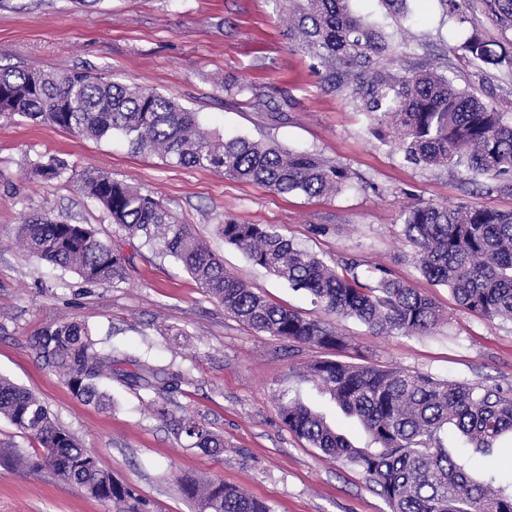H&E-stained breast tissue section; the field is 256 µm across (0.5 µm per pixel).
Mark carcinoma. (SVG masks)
Segmentation results:
<instances>
[{
	"label": "carcinoma",
	"instance_id": "1",
	"mask_svg": "<svg viewBox=\"0 0 512 512\" xmlns=\"http://www.w3.org/2000/svg\"><path fill=\"white\" fill-rule=\"evenodd\" d=\"M500 23L512 28V0H487ZM288 39L318 61L322 81L342 87L356 73L351 103L366 113L370 132L396 145L406 158L427 167H465L512 195V121L448 77L412 65L386 71L389 51L373 25L351 13L349 0H288ZM473 62L501 64L477 36L464 43ZM0 116L57 126L93 140L121 134L132 150L157 155L175 166L215 170L259 183L279 195L336 193L349 182L341 166L309 152L287 151L271 141L225 137L203 129L197 113L157 92L130 87L88 72L0 70ZM31 173L43 181L64 174L98 203L111 223L177 259L197 286L224 310L257 332L289 343L336 353L347 338L329 321L307 319L271 302L224 270V264L189 224L180 223L151 194L85 170L61 158L35 160ZM420 273L445 286L454 300L484 319L512 322V212L460 203L416 204L401 215ZM224 242L296 290L312 296L326 315L354 318L376 333L426 335L446 322L443 310L410 284L358 259L325 264L270 224L226 219L217 225ZM17 243L33 256L75 273L88 285L114 284L129 276L133 257L89 226L48 214L16 227ZM35 359L58 373L73 395L103 410L112 402L102 380L117 378L157 397L191 386L188 371L165 372L136 357L117 358L100 347L88 327L58 321L30 341ZM304 377L319 384L348 415L356 417L377 448H357L323 418L295 399L279 397L282 423L324 455L371 476L391 512H512V491L492 475L480 481L448 453L445 435L454 428L473 452L490 457L499 440L512 436V384L461 383L338 358L308 363ZM0 416L42 449L34 466L53 471L114 512H145L143 502L66 430L29 391L0 377ZM177 430L190 447L224 449V436L193 416ZM198 512H270L221 479H179Z\"/></svg>",
	"mask_w": 512,
	"mask_h": 512
}]
</instances>
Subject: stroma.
Masks as SVG:
<instances>
[{
    "label": "stroma",
    "instance_id": "obj_1",
    "mask_svg": "<svg viewBox=\"0 0 512 512\" xmlns=\"http://www.w3.org/2000/svg\"><path fill=\"white\" fill-rule=\"evenodd\" d=\"M353 14L379 26L401 60L424 65L458 88L512 113V65L470 62L471 37L512 53V29L484 0H407L402 16L384 0H350ZM283 0H0V68L80 70L155 90L226 135L272 140L347 168L352 179L331 197L281 196L223 173L172 166L133 153L120 135L97 142L58 127L0 117V374L35 394L60 428L130 485L147 512H195L180 475L218 478L265 500L273 512H390L362 471L324 457L281 421L280 394L310 407L357 447L371 442L303 366L323 349L256 332L198 288L180 262L134 238L122 240L104 210L72 182H43L32 160L62 157L159 197L206 240L224 268L271 301L303 317L323 311L310 296L256 266L224 243L216 227L233 218L274 224L328 265L357 257L429 295L448 319L430 335H380L353 318L335 325L352 344L347 361L398 367L440 380L512 382V323L488 321L459 307L447 287L428 281L412 260L400 215L415 202L468 203L512 210V195L465 168H424L369 132L350 88L330 91L310 55L289 44ZM91 225L122 240L134 257L126 282L88 285L72 272L31 258L14 240L16 225L42 214ZM325 233H318V226ZM88 326L118 354L161 368L189 370L194 386L170 393L175 415L205 419L224 436L212 455L189 447L172 423L158 420L151 392L103 382L114 407L104 412L73 396L63 379L36 361L29 341L62 319ZM449 452L475 477L496 472L512 483V440L493 456L472 455L456 431ZM0 512H112L52 471L33 467L40 449L0 418Z\"/></svg>",
    "mask_w": 512,
    "mask_h": 512
}]
</instances>
